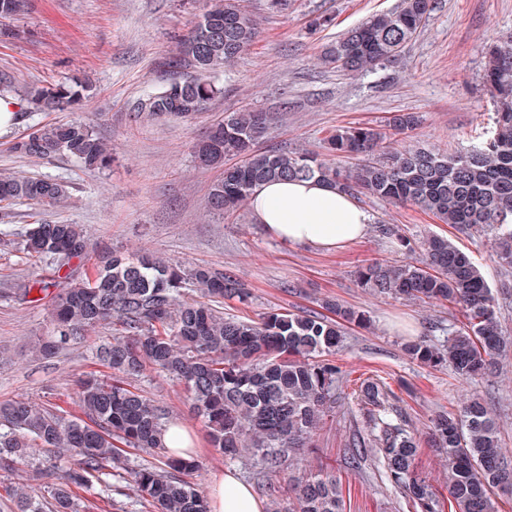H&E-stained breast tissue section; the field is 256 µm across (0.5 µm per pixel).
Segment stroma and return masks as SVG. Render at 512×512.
<instances>
[{
    "label": "stroma",
    "instance_id": "stroma-1",
    "mask_svg": "<svg viewBox=\"0 0 512 512\" xmlns=\"http://www.w3.org/2000/svg\"><path fill=\"white\" fill-rule=\"evenodd\" d=\"M399 0H244L259 33L218 81L222 97L193 122H154L137 110L149 87L196 75L172 64L175 39L185 33L203 0H30L28 12L4 21L0 36V88L15 98L35 85L79 82L85 99L75 112H31L20 108L10 133L0 136V171L49 177L72 189L69 206L47 210L20 203L0 217V233L18 238L35 222L84 225L91 238L126 254L150 253L169 262L235 274L249 289L248 304L224 302L228 316L258 319L272 308L294 312L320 301L365 311L368 327H351L339 355L343 379L336 411L316 448L297 452L301 468L336 472L343 483L345 512H410L381 465L348 466L346 446L360 427L356 391L366 378L380 379L390 401L418 428L435 412H456L463 398L485 400L501 425L502 446L512 458V364L482 378L463 381L446 366L411 359L404 345L421 335L439 342L442 330L463 317L448 305L420 304L360 287L355 271L363 261H418L421 251H395L374 227L394 224L410 237H447L471 255L491 288L512 283V268L499 262L486 238L466 235L417 207L372 196L357 204L373 225L366 237L333 252L282 243L257 224L250 210L225 219L204 209L219 177L198 167L193 144L230 112L261 110L273 121L260 142L324 154V140L340 126L379 124L394 112H417L421 124L409 144L451 153L477 146L493 125L494 103L484 81L486 51L512 35V0H432V10L401 56L363 76L324 65L323 48L374 13ZM94 120L112 149V164L86 170L75 159L31 161L12 151L31 126ZM44 266L13 246H0V401L27 398L76 412V377L95 370V349L114 332L104 325L86 342L61 355L39 359L38 337L52 326L47 301L29 291ZM146 395L164 407L191 437L199 469L190 480L208 489L215 472L232 469L258 498L266 493L253 477L249 456L228 460L208 444L205 428L191 413L182 388L145 370Z\"/></svg>",
    "mask_w": 512,
    "mask_h": 512
}]
</instances>
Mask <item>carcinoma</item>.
<instances>
[{"label":"carcinoma","mask_w":512,"mask_h":512,"mask_svg":"<svg viewBox=\"0 0 512 512\" xmlns=\"http://www.w3.org/2000/svg\"><path fill=\"white\" fill-rule=\"evenodd\" d=\"M27 2L0 0V19L17 16ZM431 6L432 0H400L394 10L348 29L326 47L323 61L352 76L375 70L401 55ZM256 34L257 22L242 0H206L199 20L178 37L174 62L186 61L203 74L222 71ZM484 80L496 112L483 143L456 154L422 147L388 151V139L406 137L420 123L417 113L398 112L382 128L358 125L330 133L329 150L361 159L345 173L312 153L257 149L268 114L232 112L193 145L201 166L222 170L208 193V210L231 216L265 181L316 178L351 196L416 206L462 233L484 235L497 258L512 267V37L491 46ZM220 93L202 78L171 82L146 91L137 108L152 119L192 120ZM82 98L80 90L62 84L28 90L36 112L73 110ZM12 150L30 159L70 157L90 171L112 163V148L94 122L83 119L34 125ZM227 155L240 162L224 163ZM69 199L68 188L53 179L0 172V204L58 207ZM377 232L405 250L415 248L390 224L378 225ZM20 246L48 265L33 285L49 297L53 334L35 342L37 354L51 356L81 343L103 324L120 323L122 335L97 347L100 369L79 381L80 414L22 398L0 403V471L23 472L39 483L53 468L44 453L57 451L66 460L48 490L51 506L26 485L14 491L15 512H78L73 485L93 495L132 494L150 512H210L207 495L182 479L199 461L166 450L161 436L172 421L136 383L148 367L182 386L216 453L229 460L250 455L259 477L292 468L297 449L316 445L335 409L341 325L366 326L364 313L328 304L322 312L273 309L257 320L226 317L224 298H249L235 275L126 256L92 241L80 224H31ZM421 247L425 260H375L358 270L359 281L378 294L458 307L465 322L448 332L446 343L409 341L406 352L427 366L447 365L462 380L493 372L512 352V338L502 333L484 275L442 236H427ZM92 257L96 263L88 274L80 263ZM188 288L195 292L189 301L183 299ZM357 401L363 431L352 440L351 464L359 469L368 457L377 458L413 512H443L417 469L421 433L394 415L385 385L364 380ZM428 441L448 459L449 512H498L497 494L512 493V465L501 426L485 403L473 396L456 413H437ZM132 450L162 455L161 465L132 464ZM267 494L270 512H345L340 479L322 470H297L286 501L273 484Z\"/></svg>","instance_id":"1"}]
</instances>
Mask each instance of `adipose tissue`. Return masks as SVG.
Returning <instances> with one entry per match:
<instances>
[{"mask_svg":"<svg viewBox=\"0 0 512 512\" xmlns=\"http://www.w3.org/2000/svg\"><path fill=\"white\" fill-rule=\"evenodd\" d=\"M257 223L291 245L333 250L363 239L370 217L349 195L316 179L267 181L250 200ZM209 498L212 512H264L251 487L233 470L217 472Z\"/></svg>","mask_w":512,"mask_h":512,"instance_id":"ef3b65f1","label":"adipose tissue"}]
</instances>
